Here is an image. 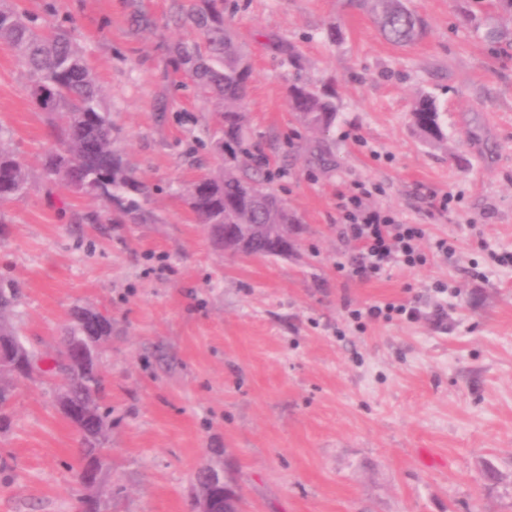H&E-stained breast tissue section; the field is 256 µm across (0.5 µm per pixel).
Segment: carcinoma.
I'll list each match as a JSON object with an SVG mask.
<instances>
[{"mask_svg":"<svg viewBox=\"0 0 512 512\" xmlns=\"http://www.w3.org/2000/svg\"><path fill=\"white\" fill-rule=\"evenodd\" d=\"M367 1L389 42L407 45L423 36L422 17L402 0H352L359 5ZM174 8L177 17L190 23L200 36L193 44H176L179 68L189 75L201 96L214 102L221 119L220 140L224 143V167L197 176L187 188V200L196 219L207 226L298 223L286 204L268 191L261 170L245 169L237 163L238 154L243 151L245 101L252 66L224 22V0H174ZM2 43L14 51L26 69L34 104L55 117L53 145L42 163L44 175L84 194L119 200L117 222L142 218L137 196L144 194V187L112 150V113L102 106L97 78L83 59L72 32L41 22L13 3L0 6ZM288 102L311 128L324 131L336 120V95L325 88L293 84L288 87ZM413 119L428 140L444 139L439 113L430 97L418 100ZM30 187L28 167L0 146V224L5 223L1 207L27 194ZM21 298L20 282L0 281V316H7ZM89 332L111 335L112 317L96 309L72 308L59 341L56 369H61L73 338ZM65 379L73 399L93 404V418L106 422L100 406L106 395L104 377L72 368Z\"/></svg>","mask_w":512,"mask_h":512,"instance_id":"1","label":"carcinoma"}]
</instances>
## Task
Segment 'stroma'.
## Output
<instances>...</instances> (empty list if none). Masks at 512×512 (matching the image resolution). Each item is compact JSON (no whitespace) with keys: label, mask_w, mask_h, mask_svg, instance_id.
<instances>
[{"label":"stroma","mask_w":512,"mask_h":512,"mask_svg":"<svg viewBox=\"0 0 512 512\" xmlns=\"http://www.w3.org/2000/svg\"><path fill=\"white\" fill-rule=\"evenodd\" d=\"M18 3L73 29L149 219L113 223L44 176L51 118L0 46V146L31 176L0 230V280L24 285L15 324L48 360L74 304L112 317L99 360L111 469L86 491L59 378L18 382L0 512H84L89 495L100 512H191L207 468L245 512H512V46L485 38L512 15L406 0L426 29L401 47L348 0H224L253 66L245 146L299 220L292 254L245 260L183 195L222 157L215 106L169 52L198 39L173 0ZM293 82L333 84L329 133L297 120ZM422 95L441 144L413 124ZM361 184L368 205L424 226V264L366 282L337 271L357 248L340 205ZM384 303L419 317L350 316Z\"/></svg>","instance_id":"stroma-1"}]
</instances>
